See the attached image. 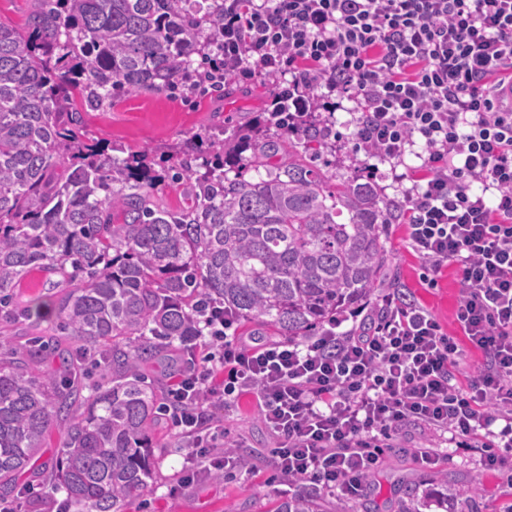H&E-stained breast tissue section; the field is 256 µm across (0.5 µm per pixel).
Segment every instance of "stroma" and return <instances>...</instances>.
<instances>
[{
  "label": "stroma",
  "mask_w": 512,
  "mask_h": 512,
  "mask_svg": "<svg viewBox=\"0 0 512 512\" xmlns=\"http://www.w3.org/2000/svg\"><path fill=\"white\" fill-rule=\"evenodd\" d=\"M274 87L263 75L235 77L224 89L198 86L178 96L139 92L124 96L112 106L80 111L81 132L89 141L103 146L117 145L125 154L147 153L156 174L163 181L158 187L160 204L178 210L186 204L185 187L169 183L172 159L182 153L187 142H194L196 152L210 146L209 137L223 134L225 141H236L240 134L261 136L263 119ZM351 102H343L335 112H320L322 127L331 131L328 146L318 164L329 185L355 175L374 184L390 201H402L404 184L392 178L391 166L371 162L355 149ZM389 254L384 277L370 294L362 315L350 318L358 326L374 318L384 295L400 290L412 301L431 311L446 328H453V315L460 297V278L456 266L443 269L437 287H428L420 278L421 260L407 243L404 221L387 225ZM51 300L44 272L35 270L15 288V321L4 329L14 350L25 349L31 337L54 336L57 319L27 316L34 299ZM219 407L223 435L218 445L229 444L241 461L240 467H226L224 472L189 473L185 464L187 440L179 428L165 423L159 429L156 452L158 479L154 492L127 512H273L275 500L291 494L286 479L276 469V440L261 418L254 395H245L233 404ZM61 446L58 432H51L39 458L20 475V482L41 485L43 512H56L65 498L55 490L49 467ZM430 449L435 462L422 464L418 452ZM482 448H455L442 439L431 440L413 426L404 428L393 447L385 449L381 469L373 475L356 500L349 501L318 491L325 512H399L405 489H413L419 512H506L512 506V463L489 467ZM447 495V504H439L438 495Z\"/></svg>",
  "instance_id": "1"
}]
</instances>
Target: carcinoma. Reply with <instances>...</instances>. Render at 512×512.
Returning <instances> with one entry per match:
<instances>
[{
  "instance_id": "obj_1",
  "label": "carcinoma",
  "mask_w": 512,
  "mask_h": 512,
  "mask_svg": "<svg viewBox=\"0 0 512 512\" xmlns=\"http://www.w3.org/2000/svg\"><path fill=\"white\" fill-rule=\"evenodd\" d=\"M223 20L224 0H41L26 33L0 23V321H11L24 276L54 275L60 329L112 369L102 390L78 357L59 375L42 367L39 341L18 358L0 333V498L55 427L56 489L79 512H125L157 480L153 435L168 416L143 367L193 350L204 305L293 340L321 332L383 276L394 204L356 176L328 185L319 127L299 150L271 124L248 156L228 157L213 139L197 164L174 167L171 182L188 183L193 200L180 212L158 203L160 178L144 161L84 140L78 103L175 94L197 76L223 85L193 67L195 55L224 52ZM280 149L288 161L268 165ZM228 164L256 177H230ZM275 512L320 509L300 490Z\"/></svg>"
}]
</instances>
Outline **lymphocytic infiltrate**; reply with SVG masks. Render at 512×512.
Masks as SVG:
<instances>
[{
  "label": "lymphocytic infiltrate",
  "mask_w": 512,
  "mask_h": 512,
  "mask_svg": "<svg viewBox=\"0 0 512 512\" xmlns=\"http://www.w3.org/2000/svg\"><path fill=\"white\" fill-rule=\"evenodd\" d=\"M227 76L263 74L276 91L269 117L289 115L291 134L311 107L353 102L367 158L392 166L419 159L425 183L404 196L408 243L436 285L457 265L454 322L387 295L377 323L337 324L305 341L247 346L236 320L216 308L217 349L169 393L188 461L224 469L226 451L200 433L208 381L224 374L225 402L253 393L277 440L281 474L341 497L361 495L384 448L409 423L457 447L482 437L491 466L512 451V0H224ZM324 89L315 97V89ZM486 363L466 388L453 366L466 348Z\"/></svg>",
  "instance_id": "1"
}]
</instances>
